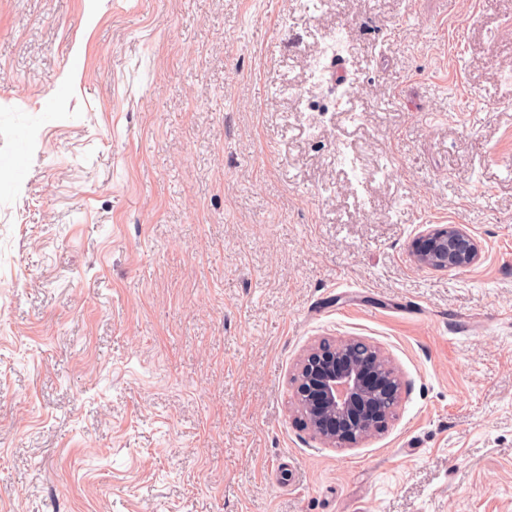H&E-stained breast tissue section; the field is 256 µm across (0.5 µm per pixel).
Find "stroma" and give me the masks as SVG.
Listing matches in <instances>:
<instances>
[{
  "mask_svg": "<svg viewBox=\"0 0 512 512\" xmlns=\"http://www.w3.org/2000/svg\"><path fill=\"white\" fill-rule=\"evenodd\" d=\"M1 160L0 512H512V0H0ZM414 260L425 267L448 270L469 267L481 258L477 240L456 224L429 227L410 244ZM293 380L306 428L336 448L354 447L383 430L401 385L380 348L356 338L314 344Z\"/></svg>",
  "mask_w": 512,
  "mask_h": 512,
  "instance_id": "obj_1",
  "label": "stroma"
}]
</instances>
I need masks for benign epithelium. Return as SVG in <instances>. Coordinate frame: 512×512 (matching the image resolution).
Listing matches in <instances>:
<instances>
[{
	"label": "benign epithelium",
	"instance_id": "obj_1",
	"mask_svg": "<svg viewBox=\"0 0 512 512\" xmlns=\"http://www.w3.org/2000/svg\"><path fill=\"white\" fill-rule=\"evenodd\" d=\"M410 251L418 264L436 270L469 267L481 258L477 240L456 224L420 232ZM294 383L306 428L336 448L354 447L383 430L401 385L380 348L356 338L311 346L297 363Z\"/></svg>",
	"mask_w": 512,
	"mask_h": 512
}]
</instances>
